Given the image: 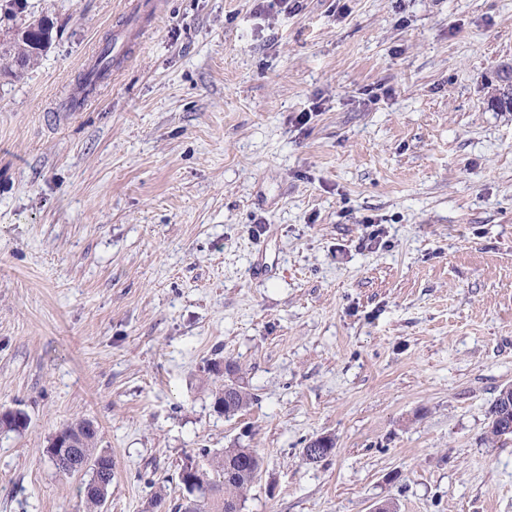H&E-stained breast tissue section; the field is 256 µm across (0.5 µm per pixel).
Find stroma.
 <instances>
[{
    "mask_svg": "<svg viewBox=\"0 0 512 512\" xmlns=\"http://www.w3.org/2000/svg\"><path fill=\"white\" fill-rule=\"evenodd\" d=\"M149 2L73 111L137 0L17 9L53 32L0 78V411L29 419L0 512H88L46 451L84 419L99 512H171L188 458L234 444L261 459L242 512H512V0ZM145 29L141 27H134L128 30H124L119 34H116L114 36V42L112 44V40H108L106 42V50H104V53L100 56V58L97 61L96 67H98V70L93 74H89L88 76H84L81 81V85H92L93 83V77L95 78V82L98 80L104 79L106 76L109 75V73L112 70V63L114 64V59L111 56L110 50H108V47L110 45L113 46V53L123 59L125 57V53L127 51V45L132 40L140 39L145 34Z\"/></svg>",
    "mask_w": 512,
    "mask_h": 512,
    "instance_id": "obj_1",
    "label": "stroma"
}]
</instances>
